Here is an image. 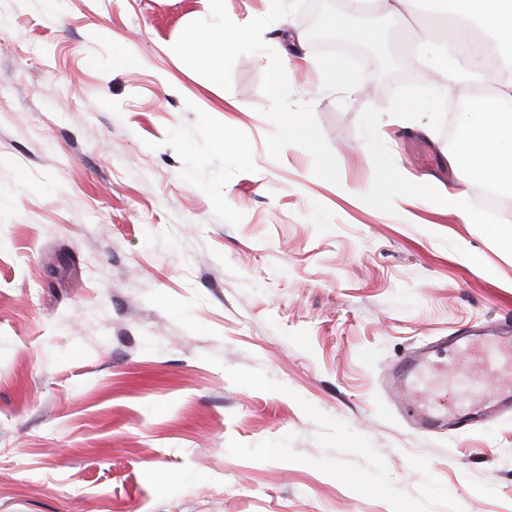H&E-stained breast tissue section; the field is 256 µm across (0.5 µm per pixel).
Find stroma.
<instances>
[{"instance_id":"stroma-1","label":"stroma","mask_w":512,"mask_h":512,"mask_svg":"<svg viewBox=\"0 0 512 512\" xmlns=\"http://www.w3.org/2000/svg\"><path fill=\"white\" fill-rule=\"evenodd\" d=\"M207 0H0V512H512V415L425 439L381 387L405 354L512 323V252L418 194L470 86L453 46L392 36L347 94L288 71L340 185L271 157L267 52L230 89L172 44ZM305 14L264 32L314 58ZM135 57L132 66L118 58ZM416 104L430 133L392 123ZM229 132L234 149H213ZM437 68L440 69L437 73L439 80L437 85L441 93L445 96L454 95L464 80L473 84L480 82L479 77L466 75L467 73L464 67L458 61L453 62V64L448 67V59L446 58Z\"/></svg>"}]
</instances>
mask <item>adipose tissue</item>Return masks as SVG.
Here are the masks:
<instances>
[{
	"label": "adipose tissue",
	"mask_w": 512,
	"mask_h": 512,
	"mask_svg": "<svg viewBox=\"0 0 512 512\" xmlns=\"http://www.w3.org/2000/svg\"><path fill=\"white\" fill-rule=\"evenodd\" d=\"M439 12L457 18L444 29L447 41H458L462 25H479L503 46L512 48V0H437ZM450 159L470 180L499 189L512 187V75L500 81L495 106L479 101L468 113Z\"/></svg>",
	"instance_id": "adipose-tissue-1"
}]
</instances>
